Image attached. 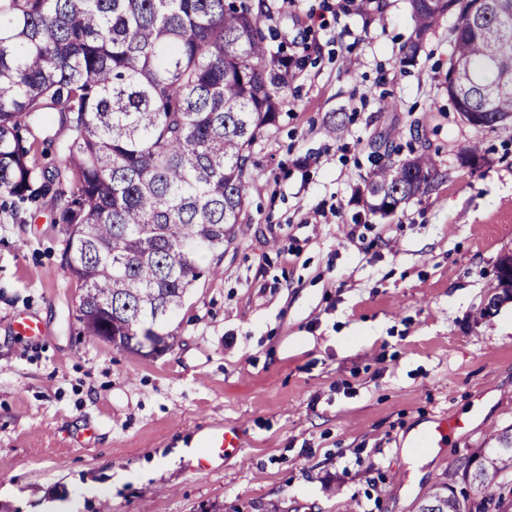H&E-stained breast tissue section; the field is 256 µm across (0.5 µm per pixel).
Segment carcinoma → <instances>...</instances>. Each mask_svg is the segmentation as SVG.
<instances>
[{"instance_id": "obj_1", "label": "carcinoma", "mask_w": 512, "mask_h": 512, "mask_svg": "<svg viewBox=\"0 0 512 512\" xmlns=\"http://www.w3.org/2000/svg\"><path fill=\"white\" fill-rule=\"evenodd\" d=\"M413 61L447 16L448 99L477 129L512 122V10L500 0H409ZM386 0L357 9L383 22ZM268 0H0V193L13 208L50 198L65 227L62 266L78 284L81 334L158 355L200 276L236 234L253 148L276 126L307 47L271 45ZM69 132L48 176L22 144L37 117ZM484 160L479 142L462 166ZM432 157L381 162L368 212L388 216L427 192ZM479 448L465 477L479 494L512 473V434ZM418 512H470L445 483Z\"/></svg>"}]
</instances>
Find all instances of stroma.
<instances>
[{
  "instance_id": "stroma-1",
  "label": "stroma",
  "mask_w": 512,
  "mask_h": 512,
  "mask_svg": "<svg viewBox=\"0 0 512 512\" xmlns=\"http://www.w3.org/2000/svg\"><path fill=\"white\" fill-rule=\"evenodd\" d=\"M344 2L274 0L280 41L310 59L168 351L81 336L50 200L0 205V512H50L90 483L81 512H417L436 482L479 504L468 461L512 428V299L488 304L512 253V123L475 129L449 101L451 18L408 63V0H387L382 25ZM476 139L483 162L461 167ZM66 141L54 118L26 137L49 173ZM409 142L437 161L429 190L369 213L375 150ZM25 316L43 336L15 335ZM442 415L467 426L407 458L409 434ZM221 426L239 450L204 474L179 458Z\"/></svg>"
}]
</instances>
